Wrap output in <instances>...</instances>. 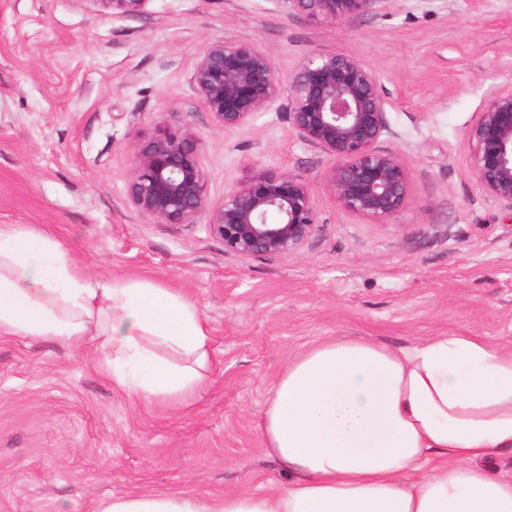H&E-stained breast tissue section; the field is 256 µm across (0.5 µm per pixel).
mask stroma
Returning <instances> with one entry per match:
<instances>
[{"mask_svg":"<svg viewBox=\"0 0 512 512\" xmlns=\"http://www.w3.org/2000/svg\"><path fill=\"white\" fill-rule=\"evenodd\" d=\"M260 40L282 77L346 54L376 69L411 199L390 224L345 211L332 160L285 113L215 125L192 75L203 46ZM512 85V0H396L329 24L283 0H0V224L62 239L89 273L189 293L215 366L191 406L131 401L89 347L0 336V512H98L135 490L206 499L286 482L259 422L288 357L330 336L405 349L448 333L512 348V219L469 174L465 133ZM166 121L201 137L210 199L251 168L301 174L317 230L249 261L206 222L163 224L129 203L133 148Z\"/></svg>","mask_w":512,"mask_h":512,"instance_id":"1","label":"stroma"}]
</instances>
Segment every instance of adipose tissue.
Returning a JSON list of instances; mask_svg holds the SVG:
<instances>
[{"mask_svg":"<svg viewBox=\"0 0 512 512\" xmlns=\"http://www.w3.org/2000/svg\"><path fill=\"white\" fill-rule=\"evenodd\" d=\"M0 335L92 346L134 401L191 397L213 367L195 299L88 274L52 235L0 224ZM259 429L286 485L219 499L141 492L102 512H512V350L450 333L395 351L332 336L290 358Z\"/></svg>","mask_w":512,"mask_h":512,"instance_id":"obj_1","label":"adipose tissue"}]
</instances>
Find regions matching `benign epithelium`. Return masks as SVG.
Listing matches in <instances>:
<instances>
[{"label":"benign epithelium","instance_id":"benign-epithelium-1","mask_svg":"<svg viewBox=\"0 0 512 512\" xmlns=\"http://www.w3.org/2000/svg\"><path fill=\"white\" fill-rule=\"evenodd\" d=\"M116 15L143 12L148 0H99ZM322 22L385 11L397 0H281ZM194 86L213 121L226 131L250 125L272 108L287 113L293 133L330 156L327 185L342 208L386 224L411 198L407 163L380 147L394 135L386 119L378 73L353 56L327 54L303 62L282 98V77L259 40L216 41L200 52ZM472 179L484 196L512 216V86L493 89L466 133ZM127 197L144 217L163 224H195L205 215L224 250L242 260L296 251L317 228L305 179L260 168L213 203L199 135L163 123L137 141Z\"/></svg>","mask_w":512,"mask_h":512}]
</instances>
